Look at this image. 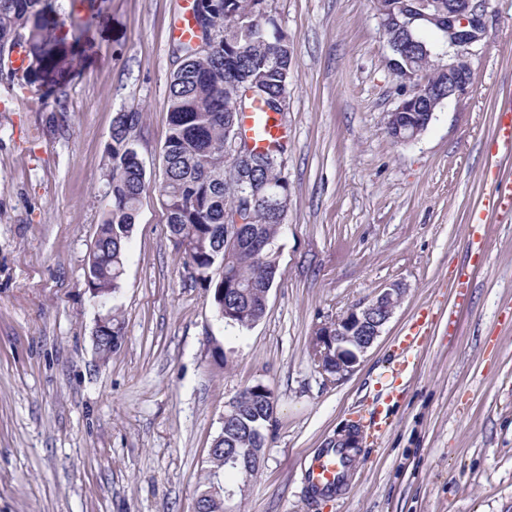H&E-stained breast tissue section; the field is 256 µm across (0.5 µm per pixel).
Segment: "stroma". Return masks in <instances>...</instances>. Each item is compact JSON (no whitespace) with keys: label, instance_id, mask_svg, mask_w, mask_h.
Listing matches in <instances>:
<instances>
[{"label":"stroma","instance_id":"stroma-1","mask_svg":"<svg viewBox=\"0 0 512 512\" xmlns=\"http://www.w3.org/2000/svg\"><path fill=\"white\" fill-rule=\"evenodd\" d=\"M98 2L54 71L0 86V512H193L224 404L256 383L276 413L257 475L225 476L227 512H512V212L491 198L512 181V0H491L471 93L405 145L386 130L400 85L374 0H268L294 43L288 206L279 275L245 331L190 278L156 190L180 0ZM120 112L141 115L151 186L102 302L85 266ZM394 283L381 336L326 382L316 329ZM109 314L122 340L104 360ZM354 422L349 489L309 502L304 467Z\"/></svg>","mask_w":512,"mask_h":512}]
</instances>
